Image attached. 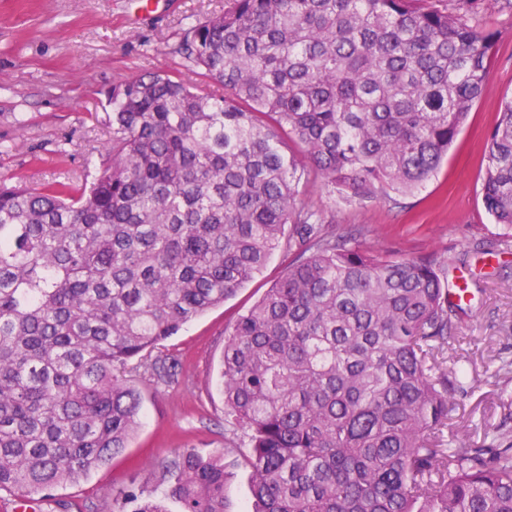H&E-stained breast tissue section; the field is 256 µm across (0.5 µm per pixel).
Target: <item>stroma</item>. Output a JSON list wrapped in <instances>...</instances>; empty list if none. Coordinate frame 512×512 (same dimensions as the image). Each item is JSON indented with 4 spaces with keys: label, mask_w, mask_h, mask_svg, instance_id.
<instances>
[{
    "label": "stroma",
    "mask_w": 512,
    "mask_h": 512,
    "mask_svg": "<svg viewBox=\"0 0 512 512\" xmlns=\"http://www.w3.org/2000/svg\"><path fill=\"white\" fill-rule=\"evenodd\" d=\"M224 0H165L158 12L140 0H0V177L30 186L53 177L83 185L107 167L97 145L109 107L106 92L134 73L183 71L176 48L188 24L217 13ZM471 25L495 33L480 97L437 174L414 194L346 201L315 178L301 184L304 203L325 223L359 233L365 248L405 256L432 254L463 261L471 305L453 349L468 375V392L450 427L470 445L485 432L512 436V247L476 255L478 242L512 238L481 201L483 156L505 97L512 95V5L478 0ZM292 256L278 249L266 267L224 305L188 323L151 351L178 364L166 387L149 372L131 373L142 397V425L129 448L31 512H112L119 492H163V467L182 449L223 452L230 461L227 512H251L250 469L240 440L224 426L217 388L224 328L249 309L287 270Z\"/></svg>",
    "instance_id": "35a3bbf8"
}]
</instances>
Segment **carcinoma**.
Returning <instances> with one entry per match:
<instances>
[{
	"mask_svg": "<svg viewBox=\"0 0 512 512\" xmlns=\"http://www.w3.org/2000/svg\"><path fill=\"white\" fill-rule=\"evenodd\" d=\"M475 7L224 0L184 30L191 75L108 92L112 164L90 184L0 179V491L49 496L129 447L133 364L286 243L296 260L224 328L253 512H512V438L467 448L448 428L456 260L369 251L298 202L310 174L363 200L438 172L495 46L463 19ZM484 161L483 206L512 230V97ZM226 478L223 453L185 448L163 496L113 512H225Z\"/></svg>",
	"mask_w": 512,
	"mask_h": 512,
	"instance_id": "1",
	"label": "carcinoma"
}]
</instances>
